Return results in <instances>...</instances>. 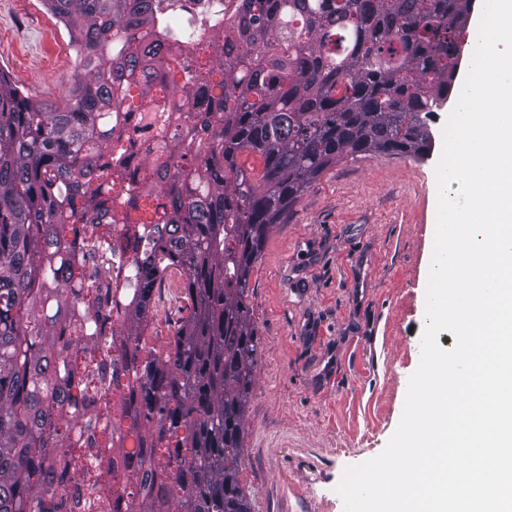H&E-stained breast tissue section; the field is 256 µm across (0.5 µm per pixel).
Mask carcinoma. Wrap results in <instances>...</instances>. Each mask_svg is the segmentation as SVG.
<instances>
[{
	"label": "carcinoma",
	"instance_id": "1",
	"mask_svg": "<svg viewBox=\"0 0 512 512\" xmlns=\"http://www.w3.org/2000/svg\"><path fill=\"white\" fill-rule=\"evenodd\" d=\"M78 47L54 106L0 71V512H61L65 468L93 396L112 411V253H131L119 332L136 382L126 416L141 431L127 469L135 512H251L239 483L245 417L261 353L249 277L272 225L341 159L423 157L428 120L457 81L473 0H242L197 60L188 89L164 40L144 47L163 0H44ZM109 67L125 89L104 94ZM215 126L203 154L164 125L158 189L126 195L112 114L146 127L175 98ZM255 153L263 168L238 164ZM121 224L125 232L112 235ZM185 283L173 336L142 343L155 293Z\"/></svg>",
	"mask_w": 512,
	"mask_h": 512
}]
</instances>
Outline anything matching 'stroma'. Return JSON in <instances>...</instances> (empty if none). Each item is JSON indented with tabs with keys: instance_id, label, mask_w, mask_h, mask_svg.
<instances>
[{
	"instance_id": "1",
	"label": "stroma",
	"mask_w": 512,
	"mask_h": 512,
	"mask_svg": "<svg viewBox=\"0 0 512 512\" xmlns=\"http://www.w3.org/2000/svg\"><path fill=\"white\" fill-rule=\"evenodd\" d=\"M42 0H0V69L46 105L78 68L47 34L69 35ZM427 157L345 158L271 229L250 276L262 343L245 421L241 487L251 512H344L345 467L374 458L395 432L426 324L442 127ZM170 281L148 345L173 335L183 295Z\"/></svg>"
}]
</instances>
